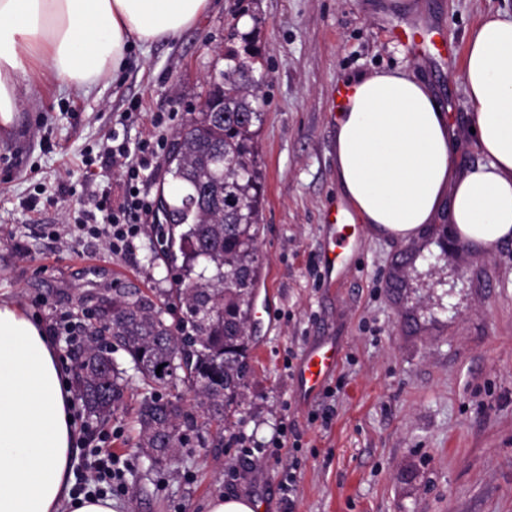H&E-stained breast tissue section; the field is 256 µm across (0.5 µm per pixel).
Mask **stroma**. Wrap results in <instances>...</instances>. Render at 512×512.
I'll use <instances>...</instances> for the list:
<instances>
[{
	"mask_svg": "<svg viewBox=\"0 0 512 512\" xmlns=\"http://www.w3.org/2000/svg\"><path fill=\"white\" fill-rule=\"evenodd\" d=\"M497 11L511 14L512 0H212L179 39L132 43L92 90L23 93L0 136V298L39 317L72 382L113 291L161 303L174 283L154 228L120 252L75 235L103 188L116 202L125 192L124 170L98 156L115 142L156 147L140 184L156 200L170 142L204 96L218 50L248 40L259 52L256 289L271 299L248 320L246 400L222 447L193 436L177 466L155 467L138 446L141 383L116 352L126 411L100 420L74 401L73 464L93 438L123 455V480L108 489L118 512H206L216 495L247 497L259 512H512V239L473 262L424 256L429 282L416 288L408 244L368 231L335 287L322 266L325 216L340 203L333 86L414 72L448 111L460 166L474 167L484 157L461 80L464 47ZM409 26L436 30L454 53L395 37ZM318 337L336 339L342 361L307 399L293 367ZM290 425L297 449L273 447ZM290 477L288 497L280 484Z\"/></svg>",
	"mask_w": 512,
	"mask_h": 512,
	"instance_id": "obj_1",
	"label": "stroma"
}]
</instances>
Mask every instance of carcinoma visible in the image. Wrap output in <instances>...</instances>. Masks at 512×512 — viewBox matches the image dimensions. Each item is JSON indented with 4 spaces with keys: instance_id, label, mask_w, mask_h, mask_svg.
Listing matches in <instances>:
<instances>
[{
    "instance_id": "carcinoma-1",
    "label": "carcinoma",
    "mask_w": 512,
    "mask_h": 512,
    "mask_svg": "<svg viewBox=\"0 0 512 512\" xmlns=\"http://www.w3.org/2000/svg\"><path fill=\"white\" fill-rule=\"evenodd\" d=\"M245 52L218 51L226 68L207 79L204 103L174 135L166 158L170 188L157 197L163 223L156 231L168 261L180 263L168 297L184 306V316L168 325L163 307L136 290L112 294L104 313L103 330L130 357L144 390L138 447L152 449L159 467L177 464L183 440L204 428L223 438L245 398L260 197L254 126L261 117L254 60ZM112 352L93 333L79 356L77 396L100 419L115 414L125 389ZM180 383L194 390L195 406L168 394Z\"/></svg>"
}]
</instances>
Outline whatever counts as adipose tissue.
Masks as SVG:
<instances>
[{
    "mask_svg": "<svg viewBox=\"0 0 512 512\" xmlns=\"http://www.w3.org/2000/svg\"><path fill=\"white\" fill-rule=\"evenodd\" d=\"M210 0H0V132L21 91L43 81L93 88L131 42L179 38ZM463 84L477 109L482 164L459 169L448 116L401 70L349 79L336 114L340 198L376 234L405 240L447 211L456 236L489 249L512 238V15L470 31ZM68 380L43 323L0 298V512H115L111 497L74 494Z\"/></svg>",
    "mask_w": 512,
    "mask_h": 512,
    "instance_id": "adipose-tissue-1",
    "label": "adipose tissue"
}]
</instances>
